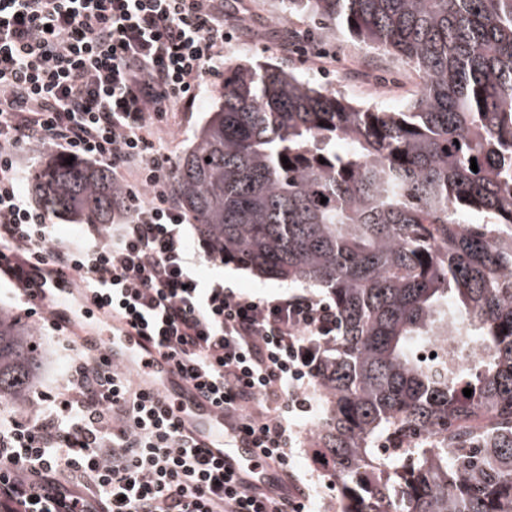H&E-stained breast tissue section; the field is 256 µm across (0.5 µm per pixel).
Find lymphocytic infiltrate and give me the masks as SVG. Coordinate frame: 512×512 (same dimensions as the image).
Returning a JSON list of instances; mask_svg holds the SVG:
<instances>
[{
	"label": "lymphocytic infiltrate",
	"mask_w": 512,
	"mask_h": 512,
	"mask_svg": "<svg viewBox=\"0 0 512 512\" xmlns=\"http://www.w3.org/2000/svg\"><path fill=\"white\" fill-rule=\"evenodd\" d=\"M232 38L224 0H0V275L30 317L32 269L78 276L284 474L336 309L201 279L159 136L167 115L220 75ZM31 141L111 168L121 204L111 224L92 225L93 240L61 243L22 196L19 151ZM57 343L72 357L63 384L0 421V512H305L225 472L105 348Z\"/></svg>",
	"instance_id": "f902f5d3"
}]
</instances>
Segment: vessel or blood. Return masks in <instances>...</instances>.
<instances>
[{
    "instance_id": "b4317fda",
    "label": "vessel or blood",
    "mask_w": 512,
    "mask_h": 512,
    "mask_svg": "<svg viewBox=\"0 0 512 512\" xmlns=\"http://www.w3.org/2000/svg\"><path fill=\"white\" fill-rule=\"evenodd\" d=\"M34 286V301L48 310L61 327L76 334L88 348L106 347L114 365L129 371L144 386L160 394L179 427L225 471L241 482L267 492L279 489L274 470L261 462L251 441L234 430L233 418L214 401L203 397L174 364L146 343L109 308L96 304L71 273L44 267Z\"/></svg>"
}]
</instances>
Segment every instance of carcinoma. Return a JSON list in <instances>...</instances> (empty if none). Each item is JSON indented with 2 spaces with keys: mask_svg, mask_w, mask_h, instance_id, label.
Listing matches in <instances>:
<instances>
[{
  "mask_svg": "<svg viewBox=\"0 0 512 512\" xmlns=\"http://www.w3.org/2000/svg\"><path fill=\"white\" fill-rule=\"evenodd\" d=\"M288 7L398 58L419 90L388 111L274 63H227L175 196L228 259L336 307L315 450L342 476L338 512H512V0ZM31 192L79 224L112 223L120 200L109 168L55 155ZM457 317L478 367L419 364L415 342ZM36 336L0 307V401L26 403ZM382 437L398 448L386 459Z\"/></svg>",
  "mask_w": 512,
  "mask_h": 512,
  "instance_id": "carcinoma-1",
  "label": "carcinoma"
}]
</instances>
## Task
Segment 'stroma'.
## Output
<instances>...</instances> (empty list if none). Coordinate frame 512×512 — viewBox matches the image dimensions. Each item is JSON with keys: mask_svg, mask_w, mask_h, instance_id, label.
<instances>
[{"mask_svg": "<svg viewBox=\"0 0 512 512\" xmlns=\"http://www.w3.org/2000/svg\"><path fill=\"white\" fill-rule=\"evenodd\" d=\"M224 20L228 23L243 21L242 35L247 40L243 47L225 45L224 59L228 62L256 64L269 61L288 66L292 64L291 48L296 45L299 35L308 32L317 40L336 39L341 58L328 60L323 72L316 75V83L330 90H338L356 104L377 103L376 90H365L355 83L336 84L337 62L361 64L372 57L374 51L347 34L337 33L330 23L308 14L289 11L286 0H224ZM223 91V77L210 79L191 107L169 116L161 134L173 156H181L190 146L197 128ZM198 272L206 279L223 277L226 283L238 288L241 293L257 298L292 294L299 290L298 285L264 279L231 262L218 266L203 260L198 265ZM38 329L44 361L37 387L49 391L63 382L69 364L59 357L57 345L52 339L54 331L48 323L39 322Z\"/></svg>", "mask_w": 512, "mask_h": 512, "instance_id": "stroma-1", "label": "stroma"}]
</instances>
